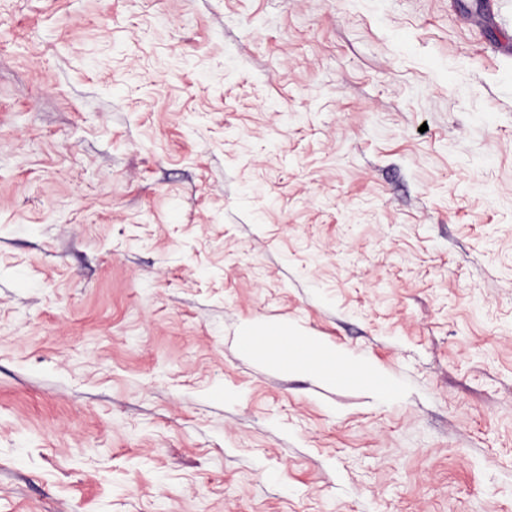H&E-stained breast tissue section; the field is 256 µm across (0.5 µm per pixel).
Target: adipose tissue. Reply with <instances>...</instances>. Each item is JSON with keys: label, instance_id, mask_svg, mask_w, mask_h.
Here are the masks:
<instances>
[{"label": "adipose tissue", "instance_id": "obj_1", "mask_svg": "<svg viewBox=\"0 0 512 512\" xmlns=\"http://www.w3.org/2000/svg\"><path fill=\"white\" fill-rule=\"evenodd\" d=\"M243 344L252 353L265 359H279V346L284 341L295 347L286 357L289 367L308 369L326 378L336 375L335 351L322 347L314 337H302L293 329L277 324H249L242 331Z\"/></svg>", "mask_w": 512, "mask_h": 512}]
</instances>
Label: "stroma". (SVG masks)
Listing matches in <instances>:
<instances>
[{
	"instance_id": "1",
	"label": "stroma",
	"mask_w": 512,
	"mask_h": 512,
	"mask_svg": "<svg viewBox=\"0 0 512 512\" xmlns=\"http://www.w3.org/2000/svg\"><path fill=\"white\" fill-rule=\"evenodd\" d=\"M0 512H512V0H0ZM244 346L252 353L265 358L281 361V353L288 355L285 361L295 369H308L325 378H336V359L344 358L361 376L362 381H369L382 395L394 393V384H388L382 377L367 371L365 366L350 354H336V351L322 347L312 336H297L293 329L277 324H247L242 331ZM262 339V343H258ZM293 341L295 348L288 354L289 345L284 341ZM284 342V343H283Z\"/></svg>"
}]
</instances>
